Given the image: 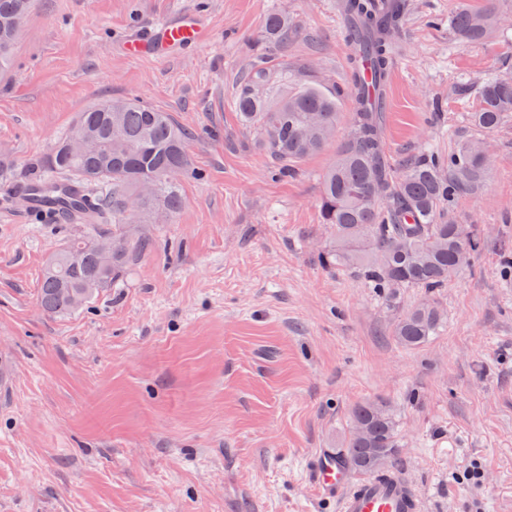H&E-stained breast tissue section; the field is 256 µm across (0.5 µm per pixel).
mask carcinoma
Segmentation results:
<instances>
[{"instance_id":"cac0c4a2","label":"carcinoma","mask_w":512,"mask_h":512,"mask_svg":"<svg viewBox=\"0 0 512 512\" xmlns=\"http://www.w3.org/2000/svg\"><path fill=\"white\" fill-rule=\"evenodd\" d=\"M482 10L456 8L450 23L456 35L470 43L481 41L500 22L494 0ZM33 0H0V71L8 70L18 31L13 22L27 15ZM402 0H387L379 12L374 0H345L347 37L354 48L350 84L355 112L336 162L325 173L320 198L321 223L331 240L320 250L322 267L351 274L392 307L397 293L419 288L425 298L402 309L391 335L414 349L434 336L444 316L434 295L463 268L462 249L469 254L482 246L480 231L464 234L450 216L460 194L486 179L482 149L465 140L449 152L428 150L396 173L387 152L382 113L365 106L359 62L366 59L385 82L389 75L391 35L402 19ZM262 36L271 45L288 42V17L272 10L262 21ZM274 64L256 65L236 87L233 103L242 122L252 128L271 159L274 175L287 177L303 158L322 150L339 120L338 101L311 84L290 92H271ZM512 115V73L488 79L481 88V107L472 124L493 131ZM85 131L99 142L91 154L69 151L66 135L52 153L33 167L29 181L56 196L68 210L86 213L91 223L112 220V231L79 234L58 248L42 273L39 303L47 314L80 308L112 287L131 259L149 245L144 226L171 217L181 207L177 183L195 176L189 163L186 133L169 113L137 100H105L80 114ZM107 186L109 197L95 194ZM118 242L107 260L103 242ZM80 255L74 261V254ZM399 438L392 415L381 402L359 404L352 430L340 451L343 462L363 477L393 467Z\"/></svg>"}]
</instances>
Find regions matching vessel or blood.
<instances>
[{
	"label": "vessel or blood",
	"mask_w": 512,
	"mask_h": 512,
	"mask_svg": "<svg viewBox=\"0 0 512 512\" xmlns=\"http://www.w3.org/2000/svg\"><path fill=\"white\" fill-rule=\"evenodd\" d=\"M210 29L203 15L180 12L145 34L126 36L123 53L131 57L164 59L201 46ZM319 491L336 498L338 512H419L421 503L401 474L350 483L348 473L333 457L319 460L316 470Z\"/></svg>",
	"instance_id": "vessel-or-blood-1"
}]
</instances>
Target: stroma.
I'll return each instance as SVG.
<instances>
[{
    "label": "stroma",
    "instance_id": "stroma-1",
    "mask_svg": "<svg viewBox=\"0 0 512 512\" xmlns=\"http://www.w3.org/2000/svg\"><path fill=\"white\" fill-rule=\"evenodd\" d=\"M482 2L406 0L391 37L394 168L467 139L492 159L455 206L484 246L436 294V335L408 349L373 289L317 259L330 238L322 176L353 110L336 0H37L0 73V154L14 168L0 179V512H337L315 465L364 401L393 414L394 466L422 512H512V117L491 132L467 119L483 83L512 72V0H497L504 21L481 43L449 24ZM274 8L293 28L275 47L260 36ZM177 9L209 20L200 48L165 61L119 49ZM268 59L288 83L340 94L335 139L283 179L232 103ZM111 98L169 113L196 174L113 288L52 317L42 269L82 227L31 211L17 186L79 112Z\"/></svg>",
    "mask_w": 512,
    "mask_h": 512
}]
</instances>
